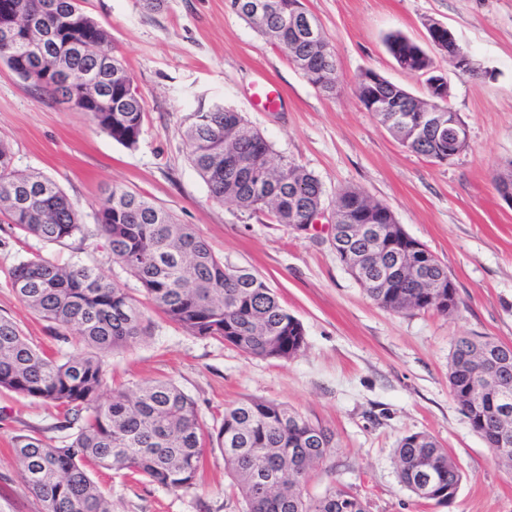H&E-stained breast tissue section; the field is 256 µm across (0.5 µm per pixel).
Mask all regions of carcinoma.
Wrapping results in <instances>:
<instances>
[{"label": "carcinoma", "mask_w": 512, "mask_h": 512, "mask_svg": "<svg viewBox=\"0 0 512 512\" xmlns=\"http://www.w3.org/2000/svg\"><path fill=\"white\" fill-rule=\"evenodd\" d=\"M291 0L255 16L259 0H229L230 9L281 48L308 81L325 93L336 90V60L325 35L308 38L303 23L288 14ZM17 16L28 40L0 43V60L33 86L90 115L93 123L127 148L137 147L147 118L144 98L130 94L133 75L112 52L107 30L83 0H0V19ZM394 59L418 75L434 59L400 33L386 38ZM373 88L387 109L374 112L402 145L418 155L439 151L434 136L418 129L430 110H448L439 89L414 96L372 70L359 75L356 90ZM189 160L212 200L231 201L245 211H268L279 224L299 228L324 209L317 177L291 161L276 160L268 140L241 113L224 104H201L186 115ZM239 164L253 176L229 179ZM338 224H366L351 243L367 256L356 281L390 312L450 310L428 299L423 284L409 277L386 250L376 229L396 223L393 211L364 191L347 187L332 203ZM0 213L22 233L62 242L81 233L79 209L42 174H19L13 153L0 141ZM113 259L142 284L149 300L194 336L223 340L243 353L288 360L305 346L302 324L288 313L273 289L253 272L224 265L192 224L145 197L120 188L108 192L96 213ZM18 298L57 329L73 331L84 351L50 356L32 345L13 320L0 316V392L36 400L63 417L70 433L55 443L31 434L14 437L13 452L25 482L44 512H112L109 495L92 478L98 468L123 471L174 491L197 486L204 445L216 446L233 487L248 512H368L358 497L340 488L322 498L305 493L311 468L334 447L333 436L284 404L255 398L224 409L213 435L205 432L195 401L170 380L104 395L109 356L144 334L143 314L127 289L97 267L63 268L35 257L11 271ZM494 351L502 370L501 392L471 399L473 355ZM448 385L472 429L493 452L496 464L512 470V346L485 336L456 340L448 362ZM400 482L419 499L450 504L461 481L456 462L429 433L404 435L394 451Z\"/></svg>", "instance_id": "cac0c4a2"}]
</instances>
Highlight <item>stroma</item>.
<instances>
[{
  "instance_id": "obj_1",
  "label": "stroma",
  "mask_w": 512,
  "mask_h": 512,
  "mask_svg": "<svg viewBox=\"0 0 512 512\" xmlns=\"http://www.w3.org/2000/svg\"><path fill=\"white\" fill-rule=\"evenodd\" d=\"M336 59L337 88L311 85L279 48L237 16L227 0H168L158 12L141 0H85L112 36L146 101L137 148L101 132L89 115L35 88L0 61V140L17 170L54 180L77 203L82 232L60 243L23 238L0 214V315L46 349H61L49 325L17 297L10 272L41 256L62 266H96L140 302L146 333L110 357L108 385L133 388L173 381L197 403L209 431L225 407L247 398L287 404L334 435L325 462L310 472L318 498L334 486L368 503L369 512H512V472L499 468L461 414L448 387V358L460 336L512 345V207L494 178L512 162V0H305ZM445 24L471 56L464 74L435 55L448 105L469 129L459 155L433 162L409 152L367 112L355 93L373 70L425 97L423 77L401 69L384 38L401 32L428 46L427 25ZM266 74L282 90L279 111L263 112L249 86ZM241 112L276 156L321 181L326 200L358 187L390 207L412 238L448 266L459 309L392 313L378 307L339 261L327 224L299 231L268 213L211 199L188 159L184 118L199 102ZM143 194L180 223L195 225L228 267L264 279L305 330L296 357H252L222 341L194 336L147 299L140 282L112 259L95 213L108 188ZM54 410L0 393V512H44L12 452L15 436H61ZM427 432L458 463L462 480L451 504L419 500L400 482L398 440ZM95 481L112 512H247L230 488L219 451H205L199 483L174 491L102 469Z\"/></svg>"
}]
</instances>
